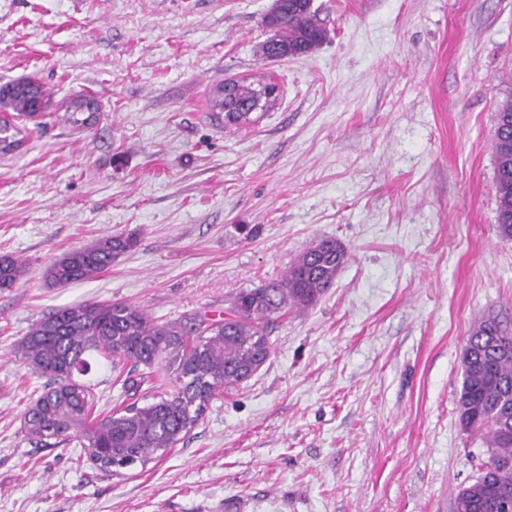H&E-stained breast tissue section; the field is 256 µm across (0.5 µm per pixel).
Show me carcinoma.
Instances as JSON below:
<instances>
[{
	"instance_id": "carcinoma-1",
	"label": "carcinoma",
	"mask_w": 512,
	"mask_h": 512,
	"mask_svg": "<svg viewBox=\"0 0 512 512\" xmlns=\"http://www.w3.org/2000/svg\"><path fill=\"white\" fill-rule=\"evenodd\" d=\"M313 0H275L264 24L273 36L260 48L266 59L311 53L327 36L312 9ZM272 81H235L224 95V82L214 84L210 104L226 116L229 126L251 123L250 110L267 107L276 99L264 98L275 89ZM53 93L32 78L0 85V155L21 146L18 127L10 118L37 117L53 105ZM62 120L87 128L86 118L74 102L64 107ZM494 179L498 197L497 232L512 238V102L496 116L492 140ZM131 234L104 235L57 256L43 273L53 287L96 277L119 257L134 249ZM346 247L335 239H321L304 251L280 276L257 288H245L231 300L230 317L209 322L201 319L185 327L159 322L143 309L126 303H78L57 309L35 322L20 351L31 370L53 380V386L26 408L23 429L44 448L81 439L99 468H131L157 452L183 441L199 422L206 405L225 390L240 384L247 372L270 356L266 334L270 321L290 309L314 305L335 285L348 262ZM27 272L24 260L0 255V290H9ZM96 352L111 364L128 365L124 387L138 389L158 375L168 389L140 406L132 403L114 413L92 415V388L74 379L91 370L88 355ZM458 424L466 432L484 435L489 452L475 481L463 487L455 500L456 512H498L496 499L512 496V333L494 318L470 330L462 356V386L457 402Z\"/></svg>"
}]
</instances>
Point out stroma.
Here are the masks:
<instances>
[{
    "mask_svg": "<svg viewBox=\"0 0 512 512\" xmlns=\"http://www.w3.org/2000/svg\"><path fill=\"white\" fill-rule=\"evenodd\" d=\"M273 0H0V84L79 94L80 130L19 120L0 157V512H453L487 446L457 423L462 354L494 316L512 329V239L496 230L492 139L512 101V0H313L325 42L266 59ZM271 79L243 128L210 110L224 79ZM138 239L95 279L45 266L106 234ZM350 258L314 306L269 324L272 352L188 437L110 475L78 440L38 448L22 415L47 380L18 346L80 302L161 322L224 319L232 296L320 239ZM95 411L146 404L100 357ZM27 272L24 260L15 255H0V290H10Z\"/></svg>",
    "mask_w": 512,
    "mask_h": 512,
    "instance_id": "35a3bbf8",
    "label": "stroma"
}]
</instances>
